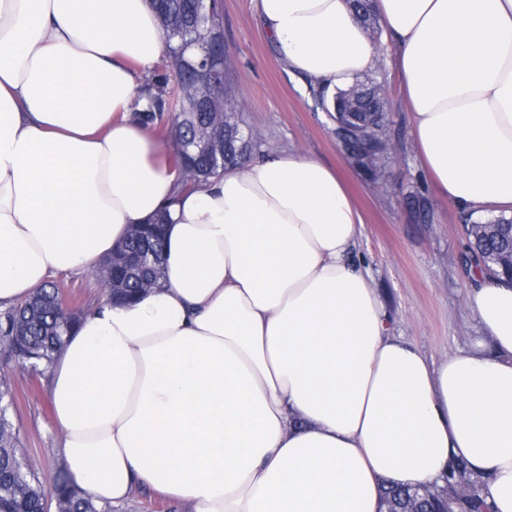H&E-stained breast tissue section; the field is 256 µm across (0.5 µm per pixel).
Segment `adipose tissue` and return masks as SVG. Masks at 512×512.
I'll return each instance as SVG.
<instances>
[{"label":"adipose tissue","instance_id":"ef3b65f1","mask_svg":"<svg viewBox=\"0 0 512 512\" xmlns=\"http://www.w3.org/2000/svg\"><path fill=\"white\" fill-rule=\"evenodd\" d=\"M288 73L379 63L349 0H254ZM438 198L512 212V0H374ZM165 43L153 0H0V311L166 221L162 287L102 302L47 375L56 451L102 504L380 512L381 487L465 460L512 512V280L473 272L489 338L439 366L390 333L329 167L244 159L191 189L135 107Z\"/></svg>","mask_w":512,"mask_h":512}]
</instances>
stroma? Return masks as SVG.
<instances>
[{"label":"stroma","mask_w":512,"mask_h":512,"mask_svg":"<svg viewBox=\"0 0 512 512\" xmlns=\"http://www.w3.org/2000/svg\"><path fill=\"white\" fill-rule=\"evenodd\" d=\"M220 29L236 84V111L257 141L255 156L294 150L330 166L344 181L364 219L356 258L372 278L392 335L413 342L435 364L472 348L484 332L466 306L470 283L460 264L463 224L465 218L486 219L495 211H465L437 199L416 159L401 79L388 63L385 32L373 37L379 65L361 76L362 81L380 85L390 102L391 154L374 179L337 144L330 120L317 110L309 90L283 70L254 15L252 0H222ZM413 195L432 201L429 215L409 204ZM50 278L66 284L69 304L87 310L104 299L91 272L56 271ZM1 377L15 393L13 418L21 450L40 481L52 485L59 458L53 451L56 435L44 379L3 356Z\"/></svg>","instance_id":"35a3bbf8"}]
</instances>
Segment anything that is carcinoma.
<instances>
[{
  "mask_svg": "<svg viewBox=\"0 0 512 512\" xmlns=\"http://www.w3.org/2000/svg\"><path fill=\"white\" fill-rule=\"evenodd\" d=\"M190 0H168L169 22L164 26L166 58L176 60L187 56L189 49H198L208 40L203 28L188 27L183 24ZM362 85L357 84L353 90H338L328 96L324 89L313 90L317 107L324 112L333 109H347L357 106V116L365 123L360 129H344L342 135L353 140L363 154L353 156L356 164L363 170L374 173L380 169L388 158L389 135L387 132L386 104L376 98L364 100L353 98ZM231 82L224 84V89L217 90L213 96L217 102L224 103V111L230 113L229 124L240 128V123L231 105L235 97L231 95ZM147 106L143 111L146 120L164 124L171 117L177 116L179 123V145L195 142L206 133L210 113L192 110V95L184 84L170 83L166 74L160 75L159 86L149 85L145 88ZM464 233L468 241L467 250L462 257L465 273L474 269L494 270L497 275L512 278L511 263H495L492 256L496 253L512 252V217L500 216L488 222L470 221L464 224ZM97 279L106 289L107 298L115 295L124 298L133 297L141 290L137 278L127 279L121 288L112 287V276L99 267L95 271ZM65 285L51 282L42 291L29 300L21 299L14 306L0 314V351L11 359H23L22 367L42 376L41 365H49L55 355L63 348L66 336L73 331L76 319H64L56 309ZM24 327L25 336L16 339L14 333L18 327ZM19 432L15 425L0 431V512H44L47 498H52L55 512H112L109 505H100L94 497L72 483L70 474L64 464L57 467L54 484L45 487L35 470L19 456ZM466 482L469 493L458 494V484ZM383 502L390 503L397 509L404 510L410 506L408 489L393 484H384ZM423 507L427 512H489L485 484L474 478L468 465L458 461L450 466L448 472L433 482L429 488Z\"/></svg>",
  "mask_w": 512,
  "mask_h": 512,
  "instance_id": "cac0c4a2",
  "label": "carcinoma"
}]
</instances>
